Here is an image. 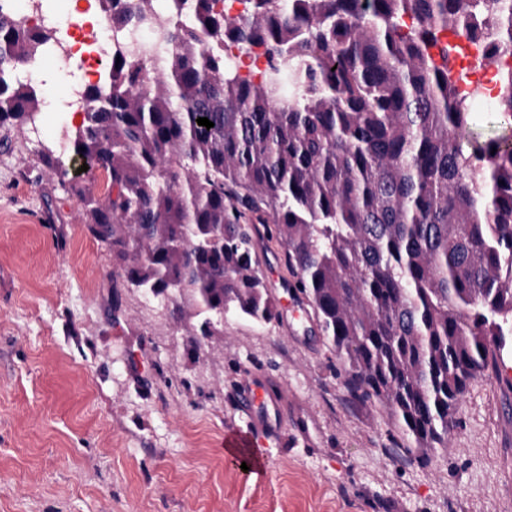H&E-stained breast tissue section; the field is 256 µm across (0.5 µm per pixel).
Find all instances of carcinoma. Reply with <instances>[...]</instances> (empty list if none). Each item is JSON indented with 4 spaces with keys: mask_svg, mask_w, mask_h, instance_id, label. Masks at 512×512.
Wrapping results in <instances>:
<instances>
[{
    "mask_svg": "<svg viewBox=\"0 0 512 512\" xmlns=\"http://www.w3.org/2000/svg\"><path fill=\"white\" fill-rule=\"evenodd\" d=\"M117 27L154 0H100ZM156 74L124 56L84 90L67 150L103 173L41 176L81 204L125 286L197 318L279 317L253 250L272 224L348 391L388 407L417 449L442 445L472 381L512 343V140L471 136L483 47L512 51V0H172ZM55 32L0 0V129L43 100L15 83ZM264 47L261 79L224 60ZM496 111L512 120V70ZM206 117L208 129L197 123ZM497 152H492V149Z\"/></svg>",
    "mask_w": 512,
    "mask_h": 512,
    "instance_id": "obj_1",
    "label": "carcinoma"
}]
</instances>
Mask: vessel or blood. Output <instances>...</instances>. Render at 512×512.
I'll list each match as a JSON object with an SVG mask.
<instances>
[{
  "instance_id": "b4317fda",
  "label": "vessel or blood",
  "mask_w": 512,
  "mask_h": 512,
  "mask_svg": "<svg viewBox=\"0 0 512 512\" xmlns=\"http://www.w3.org/2000/svg\"><path fill=\"white\" fill-rule=\"evenodd\" d=\"M239 409L241 421L227 428L224 446L247 464L249 477L261 481L269 468L265 450L279 445L281 427L288 418V393L270 389L261 375L248 372L243 376Z\"/></svg>"
}]
</instances>
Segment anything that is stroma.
Returning a JSON list of instances; mask_svg holds the SVG:
<instances>
[{"mask_svg":"<svg viewBox=\"0 0 512 512\" xmlns=\"http://www.w3.org/2000/svg\"><path fill=\"white\" fill-rule=\"evenodd\" d=\"M77 125L43 109L0 152V512H512V391L473 381L428 454L356 400L316 317L192 320L120 287L78 200L44 181L41 149ZM287 385L285 428L255 482L225 452L242 371Z\"/></svg>","mask_w":512,"mask_h":512,"instance_id":"1","label":"stroma"}]
</instances>
